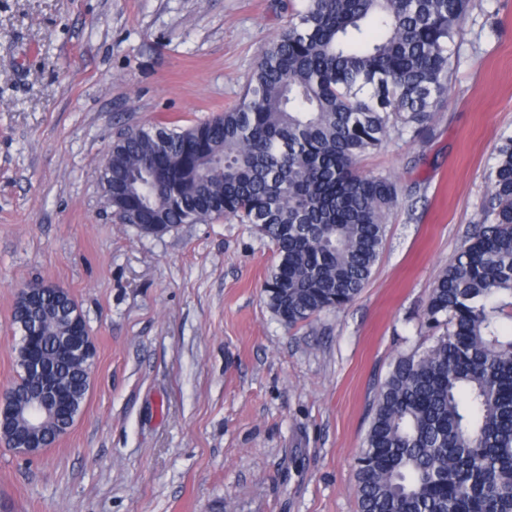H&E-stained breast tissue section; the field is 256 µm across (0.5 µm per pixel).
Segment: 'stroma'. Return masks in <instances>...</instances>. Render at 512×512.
I'll use <instances>...</instances> for the list:
<instances>
[{"label":"stroma","mask_w":512,"mask_h":512,"mask_svg":"<svg viewBox=\"0 0 512 512\" xmlns=\"http://www.w3.org/2000/svg\"><path fill=\"white\" fill-rule=\"evenodd\" d=\"M285 0H0V391L19 290L68 289L97 348L71 430L0 442V512H357L353 458L393 358L431 341L428 291L481 221L512 136V0H472L444 107L360 168L400 180L384 249L344 310L285 328L271 242L234 218L163 235L120 223L111 144L236 103Z\"/></svg>","instance_id":"stroma-1"}]
</instances>
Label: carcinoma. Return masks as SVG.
I'll list each match as a JSON object with an SVG mask.
<instances>
[{"label":"carcinoma","instance_id":"carcinoma-1","mask_svg":"<svg viewBox=\"0 0 512 512\" xmlns=\"http://www.w3.org/2000/svg\"><path fill=\"white\" fill-rule=\"evenodd\" d=\"M471 0H301L264 47L239 102L192 125L112 144V210L130 224L232 217L274 246L264 283L287 328L339 312L367 285L401 187L360 158L391 133L430 130ZM484 219L430 289L432 345L399 355L354 458L358 512H512V136L496 147ZM60 308L19 306L16 327L56 363L71 405L76 359H58ZM16 402L41 379L19 371Z\"/></svg>","mask_w":512,"mask_h":512}]
</instances>
